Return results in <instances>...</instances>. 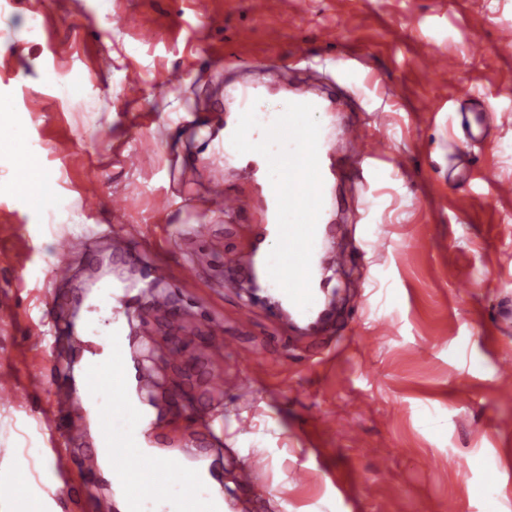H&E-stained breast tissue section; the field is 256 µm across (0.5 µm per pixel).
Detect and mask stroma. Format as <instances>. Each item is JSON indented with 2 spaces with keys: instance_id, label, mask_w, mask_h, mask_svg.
Returning a JSON list of instances; mask_svg holds the SVG:
<instances>
[{
  "instance_id": "35a3bbf8",
  "label": "stroma",
  "mask_w": 512,
  "mask_h": 512,
  "mask_svg": "<svg viewBox=\"0 0 512 512\" xmlns=\"http://www.w3.org/2000/svg\"><path fill=\"white\" fill-rule=\"evenodd\" d=\"M295 2L206 0L199 18L195 0H0V308L14 311L0 322V374L29 391L26 403H0V448L29 453L34 478L57 456L76 457L43 435L76 351L65 335L49 346L32 338L68 326L83 270L106 256V226L138 224L163 241L134 242V255L167 267L166 292L194 327L182 335L143 307L141 288L121 292L135 351L159 355L175 338L192 353L188 366L158 364L154 396L179 387L201 420L167 416L156 448L205 460L248 512H512L502 493L512 486V378L496 374L512 327L493 319L512 305V196L490 186L512 182V50L498 47L512 0ZM300 46L313 64L280 67ZM336 54L351 73L322 66ZM234 85L321 87L341 116L377 122L385 139L367 186L332 185L334 245L352 264L334 276L340 301L316 340L260 305L249 329L237 325L247 271L226 269L224 255L248 256L261 212L228 223L208 209L217 180L228 194L257 193L255 171L216 141ZM474 112L495 115L481 146L469 140ZM143 137L154 150L127 167ZM118 197L132 204L117 216ZM62 204L73 223H54ZM184 224L209 232L176 237ZM364 224L385 236L368 254ZM200 248L209 265L184 279ZM217 317L221 350L209 342ZM217 370L220 399L208 386ZM243 374L248 402L232 387ZM253 451L267 464L257 488H243L236 471ZM44 495L51 512H100L110 489L74 466Z\"/></svg>"
}]
</instances>
